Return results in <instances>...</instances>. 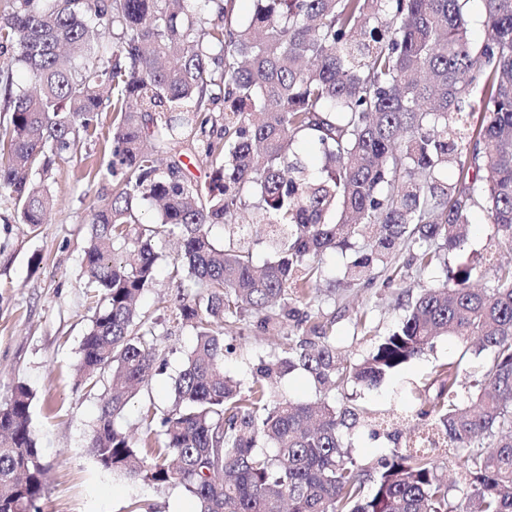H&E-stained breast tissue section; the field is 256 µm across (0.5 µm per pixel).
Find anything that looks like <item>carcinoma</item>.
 <instances>
[{
    "mask_svg": "<svg viewBox=\"0 0 512 512\" xmlns=\"http://www.w3.org/2000/svg\"><path fill=\"white\" fill-rule=\"evenodd\" d=\"M236 2L9 0L0 14V48L13 49L0 59V204L23 224L46 223L54 165L82 143L109 146L111 198L92 214L83 259L97 303L78 382L91 393L110 372L89 447L115 474L183 487L197 512H512V266L487 288L471 287L463 266L407 295L397 329L359 361L325 335H299L310 315L296 307L315 300L322 257L338 247L364 245L345 268L348 286L382 273L389 286L410 244L437 243L418 248L419 269L448 266L475 208L512 241V0H482L480 40L470 0H252L246 25L233 22ZM477 95L484 117L473 127ZM299 135L322 155L317 174L290 154ZM175 140L209 164L208 184L164 154ZM452 164L459 176L448 185L439 175ZM141 201L160 223L140 224ZM249 206L275 254L261 266L239 236ZM215 224L222 247L209 239ZM159 235L178 238L173 274L195 289L172 299L194 343L170 407L145 405L136 440L116 419L164 367L137 306ZM248 317L285 350L243 384L224 374V324ZM441 336L486 355L476 400L458 405L460 364L440 365L438 390L418 410L431 431L375 472L342 433L359 422L356 409L326 393L305 404L276 394L295 370L326 391L374 385ZM32 400L19 384L0 408V512H39L46 468ZM444 444L465 450L453 484L433 458Z\"/></svg>",
    "mask_w": 512,
    "mask_h": 512,
    "instance_id": "carcinoma-1",
    "label": "carcinoma"
}]
</instances>
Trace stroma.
<instances>
[{"instance_id": "1", "label": "stroma", "mask_w": 512, "mask_h": 512, "mask_svg": "<svg viewBox=\"0 0 512 512\" xmlns=\"http://www.w3.org/2000/svg\"><path fill=\"white\" fill-rule=\"evenodd\" d=\"M103 152V145H83L69 164L55 170L50 182L55 204L46 224L37 229L19 223L12 209L0 206V406L9 401L17 384H26L34 393L31 426L47 468L38 502L41 512H128L134 500L140 501L144 512H195L192 497L182 487L158 488L114 476L99 466L88 446L102 399L77 387L75 372L92 317L91 292L82 269L89 243L90 207L98 194L112 187L111 178L89 174L99 166ZM152 247L159 259L141 308L155 321L167 366L129 401L118 420L120 427L137 437L143 433L140 411L144 404H154L160 410L169 406L173 382L194 341L192 328L176 321L170 310L179 285L172 274L176 241L157 237ZM413 254V249L406 247L394 260L403 273L401 280L370 288L339 284L354 251L325 255L324 265L337 285L323 289L308 311L320 332L335 337L343 356L361 359L378 340L396 330L405 314V290L415 291L444 279L440 268L419 272ZM510 260L512 243L496 235L486 212L480 209L471 216L463 248L448 257L450 265L470 266L471 282L479 288L493 283L497 263ZM363 314L370 327L366 334L354 328L356 318ZM235 346V353L224 359V370L246 381L260 360L280 353L281 339L262 333L250 321L244 323ZM448 361L460 362L468 369L478 359L456 339L442 337L432 349L379 384L349 387L351 403L363 420L349 437L359 463L376 466L390 449L404 447L427 429V420L416 415L419 398L433 393L435 368ZM374 417L386 421L375 432L366 425Z\"/></svg>"}]
</instances>
